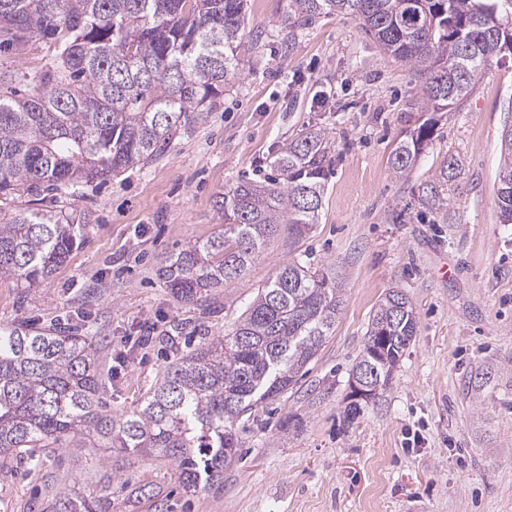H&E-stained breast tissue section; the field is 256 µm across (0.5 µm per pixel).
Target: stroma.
I'll return each instance as SVG.
<instances>
[{
	"mask_svg": "<svg viewBox=\"0 0 512 512\" xmlns=\"http://www.w3.org/2000/svg\"><path fill=\"white\" fill-rule=\"evenodd\" d=\"M288 0H247L239 79L205 120L152 163L63 195L86 213V239L31 288L0 280V324L80 326L112 368L107 403L132 411L165 367L201 337L230 329L275 269L296 256L335 265L343 304L334 330L280 398L243 418L224 485L188 489L170 460L101 448L81 465L0 469V512H48L88 491L108 462L112 512H512V224L496 175L512 125V56L478 79L458 110L437 116L408 178L390 156L422 123L408 67L380 54L357 23L320 16L289 35ZM54 51L32 39L0 50V77L40 72ZM326 135L332 174L320 221L293 243L267 245L231 287L187 304L157 274L165 257L222 228L217 193L269 176L272 158L308 130ZM460 175L447 215L418 188L447 155ZM397 288L418 328L390 386L348 420L349 374L379 301Z\"/></svg>",
	"mask_w": 512,
	"mask_h": 512,
	"instance_id": "stroma-1",
	"label": "stroma"
}]
</instances>
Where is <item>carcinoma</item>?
Masks as SVG:
<instances>
[{"label":"carcinoma","instance_id":"cac0c4a2","mask_svg":"<svg viewBox=\"0 0 512 512\" xmlns=\"http://www.w3.org/2000/svg\"><path fill=\"white\" fill-rule=\"evenodd\" d=\"M245 0H0V47L40 37L54 54L22 97L0 95V196L79 184L141 168L182 127L205 118L241 73ZM320 15L349 16L382 54L422 84L421 111L458 108L498 55L512 54V0H289L288 39ZM434 131L424 120L394 148L408 176ZM501 146L497 205L512 218V130ZM325 134L309 131L272 162L277 177L247 179L217 195L222 232L188 242L159 269L183 302L229 288L288 225L305 237L319 223L331 168ZM460 164L448 155L419 190L430 210L448 207ZM89 229L86 214L53 206L0 217V279L33 286L51 277ZM343 288L336 268L296 255L276 268L224 335L203 338L166 369L130 412L114 415L98 342L54 325L0 328V466L32 467L50 452L79 462L98 448L153 453L177 464L201 492L224 482L237 455L236 421L297 382L336 325ZM417 334L409 297L379 302L352 368H395ZM116 475L101 467L86 495L64 494L54 512H112Z\"/></svg>","mask_w":512,"mask_h":512}]
</instances>
